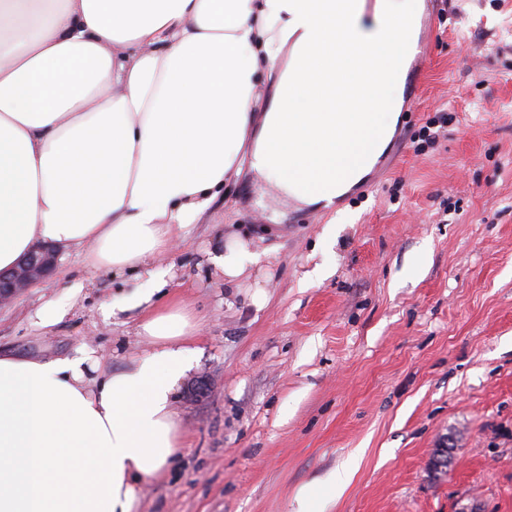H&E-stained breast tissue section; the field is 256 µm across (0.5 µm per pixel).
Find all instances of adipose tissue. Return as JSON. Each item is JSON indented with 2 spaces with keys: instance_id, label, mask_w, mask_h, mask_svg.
I'll return each instance as SVG.
<instances>
[{
  "instance_id": "obj_1",
  "label": "adipose tissue",
  "mask_w": 512,
  "mask_h": 512,
  "mask_svg": "<svg viewBox=\"0 0 512 512\" xmlns=\"http://www.w3.org/2000/svg\"><path fill=\"white\" fill-rule=\"evenodd\" d=\"M416 16L415 0H0V271L38 241L146 268L245 168L331 207L393 135ZM347 47L381 75L340 112ZM163 277L122 297L152 348L121 370L0 354V512H140L183 446L173 392L193 367Z\"/></svg>"
}]
</instances>
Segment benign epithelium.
<instances>
[{"label":"benign epithelium","instance_id":"benign-epithelium-1","mask_svg":"<svg viewBox=\"0 0 512 512\" xmlns=\"http://www.w3.org/2000/svg\"><path fill=\"white\" fill-rule=\"evenodd\" d=\"M56 247L38 242L8 273H0V305L14 301L30 288L48 280L58 265Z\"/></svg>","mask_w":512,"mask_h":512}]
</instances>
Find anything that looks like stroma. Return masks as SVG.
<instances>
[{"label":"stroma","instance_id":"stroma-1","mask_svg":"<svg viewBox=\"0 0 512 512\" xmlns=\"http://www.w3.org/2000/svg\"><path fill=\"white\" fill-rule=\"evenodd\" d=\"M426 17L422 89L335 212L245 171L152 261L197 353L174 393L184 446L141 512H298L349 464L328 512H512V0H428ZM239 242L259 261L231 280L212 257ZM138 282L60 255L0 305V349L84 346L121 370L149 351L140 315L101 307ZM49 303L65 315L43 327Z\"/></svg>","mask_w":512,"mask_h":512}]
</instances>
